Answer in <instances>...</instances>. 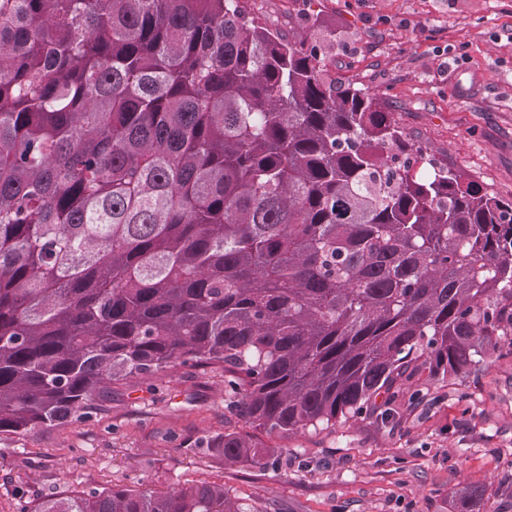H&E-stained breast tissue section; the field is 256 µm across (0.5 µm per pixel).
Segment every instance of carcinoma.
<instances>
[{
	"label": "carcinoma",
	"instance_id": "1",
	"mask_svg": "<svg viewBox=\"0 0 512 512\" xmlns=\"http://www.w3.org/2000/svg\"><path fill=\"white\" fill-rule=\"evenodd\" d=\"M333 36L248 0H0V435L176 364L224 368L252 429L330 430L512 355V197L328 75ZM20 512L253 510L202 482Z\"/></svg>",
	"mask_w": 512,
	"mask_h": 512
}]
</instances>
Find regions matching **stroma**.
I'll return each instance as SVG.
<instances>
[{"instance_id":"1","label":"stroma","mask_w":512,"mask_h":512,"mask_svg":"<svg viewBox=\"0 0 512 512\" xmlns=\"http://www.w3.org/2000/svg\"><path fill=\"white\" fill-rule=\"evenodd\" d=\"M290 36L322 13L329 75L381 93L396 123L512 196V0H254ZM88 418L0 435V512L77 488L224 485L257 512H455L482 485L512 512V356L444 380L420 372L387 418L259 433L275 464L228 468L211 439L243 429L224 370L175 365L95 398Z\"/></svg>"}]
</instances>
